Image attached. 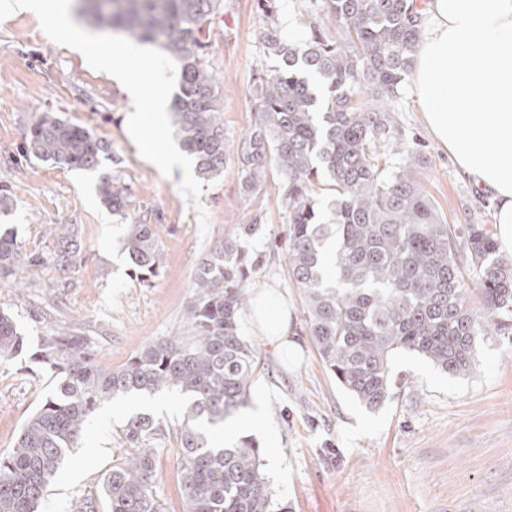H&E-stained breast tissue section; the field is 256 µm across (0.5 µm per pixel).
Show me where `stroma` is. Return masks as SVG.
<instances>
[{"mask_svg":"<svg viewBox=\"0 0 512 512\" xmlns=\"http://www.w3.org/2000/svg\"><path fill=\"white\" fill-rule=\"evenodd\" d=\"M262 24L256 0H224L211 20L204 65L218 91L229 149L223 172L205 181L196 209L180 192V173L163 176L139 154L128 133L131 103L122 85L51 42L30 10L0 20V194L12 198L10 212L0 214V232H11L24 252L45 259L38 279L18 266L0 283V308L24 338L21 353L0 361V452L13 447L56 384L53 370L36 358L51 329L90 337L100 365L121 366L150 340L182 328L203 255L257 216L261 224L244 246L262 262L249 284L273 286L287 297L291 339L299 348L294 360L283 361L240 313V333L256 356L247 407L262 411L259 428L242 433L262 448L277 498L292 512H512V331L486 325L473 366L461 375L415 353L396 356L390 397L375 410L337 384L307 335L304 299L285 264L281 177L270 172L261 191L243 195L235 149L256 119L254 79L266 58ZM395 109L403 138L420 152L418 183L457 230L467 303L482 313L467 271L465 229L481 224L495 231L492 204L429 136L411 92ZM43 112L108 145L99 172L125 187L123 211L102 203L99 172L19 156L26 127ZM143 219L156 225L160 249L157 274L145 283L132 276L122 246L127 225ZM64 224L77 227L81 249L62 270L54 260L64 247ZM140 412L161 423L153 446L163 512H185L177 461L184 402L173 393L116 398L100 407L50 484L43 512H78L89 501L106 512L102 482L124 456L118 430Z\"/></svg>","mask_w":512,"mask_h":512,"instance_id":"obj_1","label":"stroma"}]
</instances>
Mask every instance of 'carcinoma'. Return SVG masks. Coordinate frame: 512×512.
Masks as SVG:
<instances>
[{"mask_svg": "<svg viewBox=\"0 0 512 512\" xmlns=\"http://www.w3.org/2000/svg\"><path fill=\"white\" fill-rule=\"evenodd\" d=\"M97 22L148 43L160 42L180 62V93L171 105L181 147L209 179L224 169L227 142L214 81L201 56L206 30L222 0H77ZM336 23L340 39L307 11V38H285L274 0H257L270 65L257 73L254 125L237 145L243 193H256L267 173L282 178L288 213V273L300 288L307 334L343 389L373 410L387 401L390 364L414 352L441 371H470L482 328L467 305L451 225L440 219L409 166L417 151L402 141L390 115L402 96L423 28L416 0H310ZM25 155L95 170L106 146L87 129L43 112L27 127ZM403 165L380 163L389 155ZM323 181L334 191L325 208L312 195ZM112 210L124 189L102 176L97 185ZM260 216L204 255L193 277L184 328L146 343L118 368L101 367L85 336L55 331L38 359L56 387L27 419L13 448L0 453V512H40L45 493L85 425L104 402L120 396L175 392L186 399L177 453L186 512H290L263 473L252 438L222 445L214 433L246 406L255 354L241 336L240 311L259 260L241 239ZM479 281L484 318L500 331L512 321V263L481 224L465 238ZM156 225H128L124 250L144 282L159 265ZM24 262L16 238L0 236V279ZM23 337L0 309V360L22 351ZM158 419L139 413L120 428L129 449L103 480L108 512H162L155 491L152 436Z\"/></svg>", "mask_w": 512, "mask_h": 512, "instance_id": "1", "label": "carcinoma"}]
</instances>
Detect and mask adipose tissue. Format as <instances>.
I'll list each match as a JSON object with an SVG mask.
<instances>
[{"label": "adipose tissue", "instance_id": "1", "mask_svg": "<svg viewBox=\"0 0 512 512\" xmlns=\"http://www.w3.org/2000/svg\"><path fill=\"white\" fill-rule=\"evenodd\" d=\"M412 90L423 124L458 171L491 196L512 249V0H425ZM250 319L278 354L295 351L288 305L256 289Z\"/></svg>", "mask_w": 512, "mask_h": 512}]
</instances>
